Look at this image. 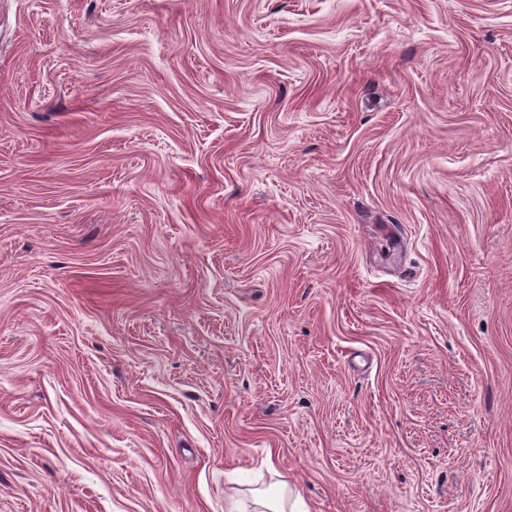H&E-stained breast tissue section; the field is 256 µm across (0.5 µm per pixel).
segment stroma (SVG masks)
Segmentation results:
<instances>
[{
	"label": "stroma",
	"instance_id": "35a3bbf8",
	"mask_svg": "<svg viewBox=\"0 0 512 512\" xmlns=\"http://www.w3.org/2000/svg\"><path fill=\"white\" fill-rule=\"evenodd\" d=\"M512 512V0H0V512Z\"/></svg>",
	"mask_w": 512,
	"mask_h": 512
}]
</instances>
